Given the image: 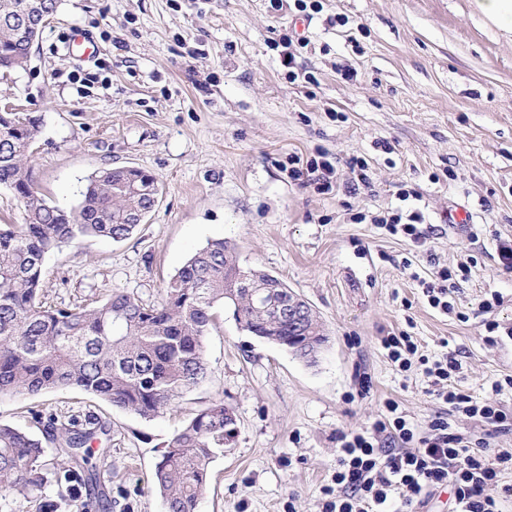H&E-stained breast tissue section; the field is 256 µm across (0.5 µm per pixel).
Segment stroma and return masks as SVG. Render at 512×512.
Returning a JSON list of instances; mask_svg holds the SVG:
<instances>
[{
    "instance_id": "1",
    "label": "stroma",
    "mask_w": 512,
    "mask_h": 512,
    "mask_svg": "<svg viewBox=\"0 0 512 512\" xmlns=\"http://www.w3.org/2000/svg\"><path fill=\"white\" fill-rule=\"evenodd\" d=\"M312 19L267 0H60L28 65L0 77V110L41 119L27 163L45 201L77 207L104 168L152 174L159 203L129 239L88 238L43 262L53 305L92 306L110 293L160 302L168 280L213 239L240 263L282 279L320 317L316 362L242 331L218 312L205 339L206 379L153 420L79 389L0 398V423L35 431L32 412L109 422L91 462L111 512H166L153 485L159 452L184 421L220 398L238 435L209 465L198 512H320L339 437L372 428L386 399L418 428L445 409L418 369L392 363L382 336L408 333L421 354H457L454 385L512 409V35L474 0H320ZM348 17L346 26L337 16ZM310 45L289 79L273 46L282 29ZM94 45L89 59L72 30ZM312 81H305V74ZM365 159L369 184L322 194L288 177L292 155ZM412 197L400 200L401 190ZM467 206L469 224L448 210ZM421 208L424 247L356 213ZM475 257L456 314L423 298L429 276ZM411 270H404V262ZM493 313L478 304L490 293Z\"/></svg>"
}]
</instances>
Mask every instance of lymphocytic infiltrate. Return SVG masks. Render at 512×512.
Returning <instances> with one entry per match:
<instances>
[{
  "label": "lymphocytic infiltrate",
  "mask_w": 512,
  "mask_h": 512,
  "mask_svg": "<svg viewBox=\"0 0 512 512\" xmlns=\"http://www.w3.org/2000/svg\"><path fill=\"white\" fill-rule=\"evenodd\" d=\"M291 178L327 192L336 186L337 162L327 157L308 161L295 157ZM375 224L389 235L422 246L428 230L422 210L400 209L374 216ZM382 343L391 361L409 370L419 364L434 382L449 380L461 364L451 354L440 360L418 357V346L406 334L384 337ZM439 399L492 432L512 431V413L494 400L479 402L470 395L449 389ZM386 414L373 432L345 434L332 483L322 489L320 512H391L400 503L407 512L423 504L434 490L452 491L450 512H499L498 501L488 495L502 471L512 470V448H490L487 438H471L454 431L443 415H436L427 435L421 436L399 413L395 401H387Z\"/></svg>",
  "instance_id": "lymphocytic-infiltrate-1"
}]
</instances>
